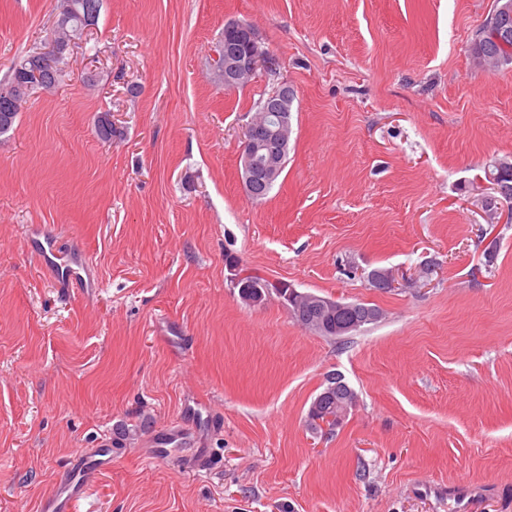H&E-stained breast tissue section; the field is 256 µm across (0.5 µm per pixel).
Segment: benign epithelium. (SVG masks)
Returning a JSON list of instances; mask_svg holds the SVG:
<instances>
[{"mask_svg": "<svg viewBox=\"0 0 512 512\" xmlns=\"http://www.w3.org/2000/svg\"><path fill=\"white\" fill-rule=\"evenodd\" d=\"M512 16V0H498V7L489 24L491 39L507 52L512 51V29L504 24ZM75 43L65 37L52 21L45 46L29 60V70L17 75L12 94L0 104V129L6 130L12 121V112L28 99L33 85L50 88L56 84L55 61ZM271 55L259 42L255 31L247 24L231 22L224 25V43L220 46L216 67L224 87L235 89L252 81L258 69L269 67ZM295 99L288 84L275 87L263 98L258 116L245 131L241 149L239 174L245 191L251 198L262 196L280 173L281 161L287 148ZM232 286L254 289L259 297L253 304L260 305L271 291L266 282L247 281L240 266L229 268Z\"/></svg>", "mask_w": 512, "mask_h": 512, "instance_id": "benign-epithelium-1", "label": "benign epithelium"}]
</instances>
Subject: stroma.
Listing matches in <instances>:
<instances>
[{"mask_svg": "<svg viewBox=\"0 0 512 512\" xmlns=\"http://www.w3.org/2000/svg\"><path fill=\"white\" fill-rule=\"evenodd\" d=\"M58 4L0 0V82ZM495 4L102 0L0 134V512H38L106 432L112 469L74 512H512V205L489 224L475 204L512 156V64L471 58ZM229 22L275 61L231 90L213 67ZM283 82L288 158L257 202L244 132ZM40 232L82 286L43 266ZM229 254L382 318L310 333L278 299L243 304ZM374 267L398 287H370ZM332 372L358 402L320 436L307 412ZM190 416L195 438L154 457ZM491 167V168H490ZM485 177L491 185L508 184L512 190V156L495 158L488 165Z\"/></svg>", "mask_w": 512, "mask_h": 512, "instance_id": "obj_1", "label": "stroma"}]
</instances>
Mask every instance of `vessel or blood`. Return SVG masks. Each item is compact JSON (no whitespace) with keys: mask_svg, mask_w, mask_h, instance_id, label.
I'll use <instances>...</instances> for the list:
<instances>
[{"mask_svg":"<svg viewBox=\"0 0 512 512\" xmlns=\"http://www.w3.org/2000/svg\"><path fill=\"white\" fill-rule=\"evenodd\" d=\"M36 249L43 262L62 281H73L78 272L72 263L60 261L55 239L44 237L36 241ZM117 440L104 435L96 447L79 449L66 467L63 479L40 502L39 512H73V504L84 493L89 480L112 466V453Z\"/></svg>","mask_w":512,"mask_h":512,"instance_id":"vessel-or-blood-1","label":"vessel or blood"}]
</instances>
